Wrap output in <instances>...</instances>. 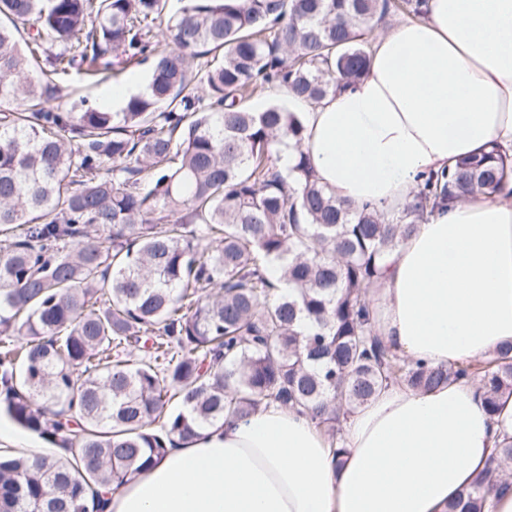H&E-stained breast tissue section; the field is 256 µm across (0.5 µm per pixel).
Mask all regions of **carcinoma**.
<instances>
[{
  "label": "carcinoma",
  "instance_id": "cac0c4a2",
  "mask_svg": "<svg viewBox=\"0 0 512 512\" xmlns=\"http://www.w3.org/2000/svg\"><path fill=\"white\" fill-rule=\"evenodd\" d=\"M165 7L0 0V409L59 449L0 454V512H100L97 488L270 403L334 435L393 382L476 380L494 416L512 396V346L408 361L373 333L367 299L428 207L497 193L512 157L458 158L386 223L318 184L292 111L247 104L279 85L318 103L359 79L374 23L420 17L416 0H185L160 41ZM148 60L150 93L121 112L53 103L73 72L103 81ZM285 141L298 189L272 163ZM511 488L506 437L448 512Z\"/></svg>",
  "mask_w": 512,
  "mask_h": 512
}]
</instances>
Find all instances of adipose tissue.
<instances>
[{
  "label": "adipose tissue",
  "instance_id": "ef3b65f1",
  "mask_svg": "<svg viewBox=\"0 0 512 512\" xmlns=\"http://www.w3.org/2000/svg\"><path fill=\"white\" fill-rule=\"evenodd\" d=\"M421 19L375 35L365 74L300 112L319 183L393 219L428 175L497 144L512 153V0H420ZM377 335L430 365L512 344V182L428 211L371 290ZM512 435V397L491 421L471 381L382 388L338 441L279 404L206 428L102 512H447Z\"/></svg>",
  "mask_w": 512,
  "mask_h": 512
}]
</instances>
